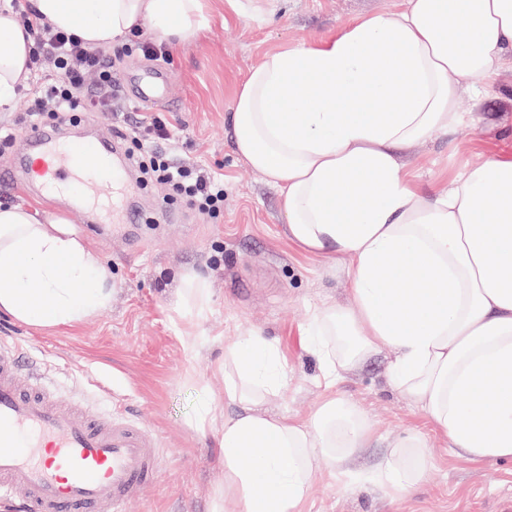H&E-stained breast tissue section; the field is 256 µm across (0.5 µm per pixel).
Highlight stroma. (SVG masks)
Here are the masks:
<instances>
[{
	"instance_id": "stroma-1",
	"label": "stroma",
	"mask_w": 512,
	"mask_h": 512,
	"mask_svg": "<svg viewBox=\"0 0 512 512\" xmlns=\"http://www.w3.org/2000/svg\"><path fill=\"white\" fill-rule=\"evenodd\" d=\"M208 2L204 31L158 59L169 89L148 110L175 129L165 143L170 156L223 177V213L198 215L149 182L136 188L139 224L95 231L80 196L0 186V207L31 203L66 216L112 274V304L97 316L73 328L37 329L0 315V339L18 347L23 362H36L61 399L141 423L162 441L155 483L126 512H215L221 450L196 417L224 392L217 368L225 341L253 331L274 340L288 364V385L269 409L308 417L333 396L368 419L371 438L353 459L355 470L371 468L409 434L428 446L426 475L405 497L365 485L345 492L321 470L302 512H503L512 505V462L450 455L447 438L389 385L388 351L325 389L305 341L317 308L350 305L346 270L288 239L279 190L236 153L228 123L239 86L267 53L334 39L367 16L404 10L407 0H278L276 12L261 19L228 16L224 0ZM459 109L464 121L455 131L404 158L426 195L447 189L464 168L512 152V47L495 75L462 82ZM191 271L206 278L211 303L190 320L178 292ZM190 336L196 348L188 347Z\"/></svg>"
}]
</instances>
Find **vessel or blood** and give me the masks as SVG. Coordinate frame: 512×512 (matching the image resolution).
<instances>
[{"mask_svg":"<svg viewBox=\"0 0 512 512\" xmlns=\"http://www.w3.org/2000/svg\"><path fill=\"white\" fill-rule=\"evenodd\" d=\"M168 83L161 71L145 69L131 97L160 101ZM26 140L30 154L0 161V185H15L22 169L47 192L77 190L87 205L105 208L102 187L118 190L128 178L112 164L110 139L66 141L34 128ZM19 366L16 348L1 343L0 501L17 512H124L158 471L159 441L138 424L56 403L37 380L19 383Z\"/></svg>","mask_w":512,"mask_h":512,"instance_id":"1","label":"vessel or blood"}]
</instances>
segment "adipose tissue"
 I'll list each match as a JSON object with an SVG mask.
<instances>
[{"label": "adipose tissue", "mask_w": 512, "mask_h": 512, "mask_svg": "<svg viewBox=\"0 0 512 512\" xmlns=\"http://www.w3.org/2000/svg\"><path fill=\"white\" fill-rule=\"evenodd\" d=\"M40 17L105 46L134 29L187 38L206 0H32ZM32 36L0 0V112L28 78ZM512 46V0H408L335 39L267 54L230 115L237 153L283 195L285 232L348 267V309L315 310L308 344L333 386L391 349L387 378L472 461H512V154L466 170L447 193L413 189L403 157L462 121L460 81L495 72ZM112 303L98 252L68 219L0 207V314L40 329L73 326ZM225 404L215 425L224 512H300L318 469L341 488L405 496L425 476V441L392 444L366 473L369 438L353 406L310 418L265 410L288 383L278 346L257 335L224 346Z\"/></svg>", "instance_id": "obj_1"}]
</instances>
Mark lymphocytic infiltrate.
Masks as SVG:
<instances>
[{"mask_svg": "<svg viewBox=\"0 0 512 512\" xmlns=\"http://www.w3.org/2000/svg\"><path fill=\"white\" fill-rule=\"evenodd\" d=\"M17 15L20 24L37 36L28 62L37 86L28 101L30 120L46 113L64 116L72 112H111V58L76 35L52 28L33 10L24 8ZM172 132L164 115L132 112L118 136L124 141L133 140L136 149L130 157L146 179L166 185L199 213L218 216L224 210L223 178L171 160L159 143L170 139Z\"/></svg>", "mask_w": 512, "mask_h": 512, "instance_id": "1", "label": "lymphocytic infiltrate"}]
</instances>
